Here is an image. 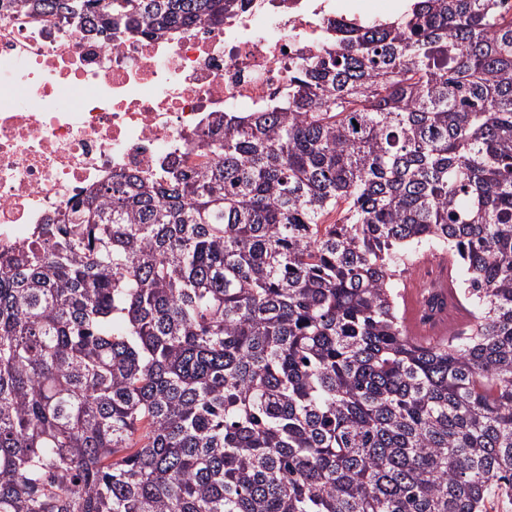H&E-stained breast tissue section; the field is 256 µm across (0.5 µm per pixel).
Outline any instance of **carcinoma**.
Returning a JSON list of instances; mask_svg holds the SVG:
<instances>
[{
    "label": "carcinoma",
    "mask_w": 512,
    "mask_h": 512,
    "mask_svg": "<svg viewBox=\"0 0 512 512\" xmlns=\"http://www.w3.org/2000/svg\"><path fill=\"white\" fill-rule=\"evenodd\" d=\"M245 0H0L110 38ZM0 250V512H487L512 499V16L326 28L261 112ZM435 242L472 321L424 343ZM422 305L446 306L419 284Z\"/></svg>",
    "instance_id": "cac0c4a2"
}]
</instances>
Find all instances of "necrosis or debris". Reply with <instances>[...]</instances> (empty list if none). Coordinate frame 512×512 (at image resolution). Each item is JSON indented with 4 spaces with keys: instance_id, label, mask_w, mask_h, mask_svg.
Listing matches in <instances>:
<instances>
[{
    "instance_id": "1",
    "label": "necrosis or debris",
    "mask_w": 512,
    "mask_h": 512,
    "mask_svg": "<svg viewBox=\"0 0 512 512\" xmlns=\"http://www.w3.org/2000/svg\"><path fill=\"white\" fill-rule=\"evenodd\" d=\"M336 20L331 0H252L220 26L103 39L0 13V249L90 185L199 163L192 133L276 100Z\"/></svg>"
}]
</instances>
